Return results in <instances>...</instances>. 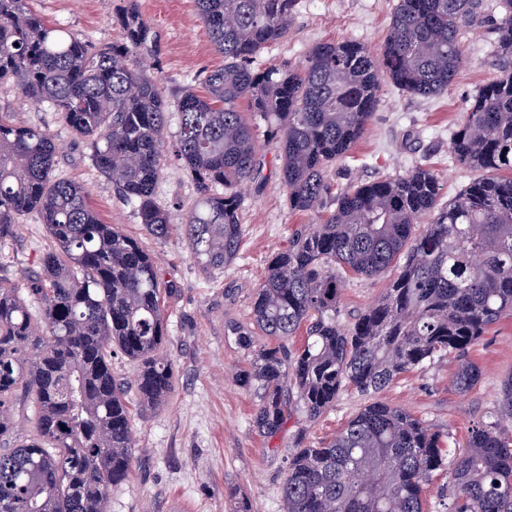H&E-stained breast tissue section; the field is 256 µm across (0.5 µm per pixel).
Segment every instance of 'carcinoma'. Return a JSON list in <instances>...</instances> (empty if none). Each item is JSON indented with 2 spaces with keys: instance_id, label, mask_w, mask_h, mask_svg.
Wrapping results in <instances>:
<instances>
[{
  "instance_id": "cac0c4a2",
  "label": "carcinoma",
  "mask_w": 512,
  "mask_h": 512,
  "mask_svg": "<svg viewBox=\"0 0 512 512\" xmlns=\"http://www.w3.org/2000/svg\"><path fill=\"white\" fill-rule=\"evenodd\" d=\"M195 3L224 66L176 106L177 156L198 191L178 225L154 198L169 105L144 65L159 61L161 34L137 0L114 19L120 41L99 46L47 23L30 0H0V82L59 112L147 233L166 239L179 228L204 271L239 256L242 189L265 180L257 129L279 143L288 209L320 217L297 225L253 289L249 323L232 326L250 362L240 381L259 397L257 432L276 435L297 409L320 416L345 385L379 394L512 315V0H500L497 23L503 70L477 91L448 145L458 164L488 176L446 203L423 163L337 194L328 173L364 134L383 81L421 98L448 90L465 63L459 32L483 19L484 0H397L381 56L353 40L321 42L288 70L251 62L287 36L297 0ZM59 152L50 134L0 113V244L31 210L52 239L25 293L0 281V512H111L112 487L129 478L136 455L112 353L135 362L142 402H162L174 384L158 270L135 239L98 219L84 185L54 175ZM393 266L381 298L341 325L346 274L377 277ZM302 329L303 344L288 346ZM480 377L465 361L454 386L466 393ZM19 394L34 426L18 444ZM511 420L512 375L495 414L448 456L443 433L374 400L329 442L288 457L285 512H425L424 489L444 468V512H512Z\"/></svg>"
}]
</instances>
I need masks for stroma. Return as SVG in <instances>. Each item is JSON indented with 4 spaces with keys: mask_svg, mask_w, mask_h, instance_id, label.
Here are the masks:
<instances>
[{
    "mask_svg": "<svg viewBox=\"0 0 512 512\" xmlns=\"http://www.w3.org/2000/svg\"><path fill=\"white\" fill-rule=\"evenodd\" d=\"M396 0H299L291 28L280 42L255 59L257 69L277 65L292 69L319 42L354 40L380 54ZM144 17L162 35L157 78L164 97L177 104L185 87L200 88L206 71L223 65L202 24L194 0H138ZM125 0H35L33 7L48 22L61 24L92 45L119 40L112 18ZM498 0H485L482 22L461 33L466 62L443 94L423 99L383 83L375 115L348 156L336 163L329 178L336 189L359 181L405 174L416 163L440 176L443 199H451L478 179V171L460 166L448 153L450 133L474 92L500 73L495 53ZM15 112L63 145L56 174L84 184L90 205L105 224L137 240L158 269L165 297L168 340L165 350L175 369L174 388L158 406L142 403L136 391L127 396L141 449L128 481L112 489V512H235L248 502L252 512H284L281 487L288 454L295 446L316 448L331 439L368 400L343 388L333 406L316 419L295 412L272 438L252 425L258 397L245 388L239 373L246 352L227 326L248 323L250 289L263 279L271 257L285 248L295 225L315 222L312 214L288 209L285 192L272 168L279 146L257 139L266 179L244 192L240 219L244 237L238 258L224 269L203 272L191 259L180 234L164 240L150 236L135 208L120 199L91 164L58 112L25 101L8 82L0 84V113ZM177 120L167 133L168 163L155 200L173 219L197 196L196 187L176 156ZM50 243L37 212L19 216L15 237L0 246V279L24 287L25 275L41 271V256ZM387 277L348 275L338 321L348 326L376 301ZM465 360L482 375L469 392L454 387L460 359H434L421 371L396 380L380 400L409 409L447 436L449 449L465 445L474 424L498 406L501 380L512 373V316H503L472 344Z\"/></svg>",
    "mask_w": 512,
    "mask_h": 512,
    "instance_id": "1",
    "label": "stroma"
}]
</instances>
